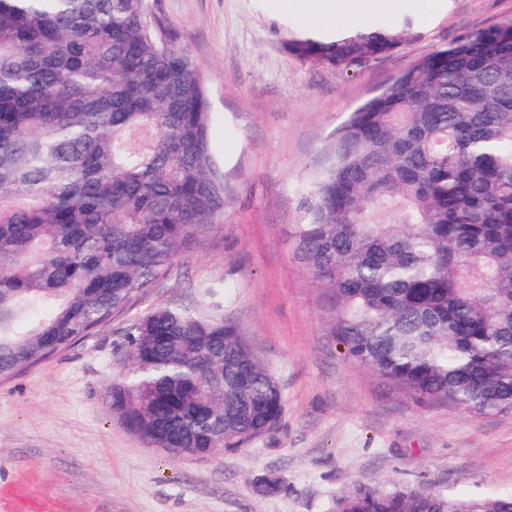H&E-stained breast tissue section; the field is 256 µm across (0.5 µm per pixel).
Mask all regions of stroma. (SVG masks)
<instances>
[{
	"label": "stroma",
	"mask_w": 512,
	"mask_h": 512,
	"mask_svg": "<svg viewBox=\"0 0 512 512\" xmlns=\"http://www.w3.org/2000/svg\"><path fill=\"white\" fill-rule=\"evenodd\" d=\"M202 64L211 149L224 176L223 226L176 260L126 314L69 350L0 381V512H331L359 483L392 480L460 497L512 495V412L422 406L345 360L327 297L292 258L298 188L326 136L410 65L458 37L512 20V0H399L401 48L336 68L297 56L308 0H152ZM228 286L237 324L276 377L285 412L250 447L174 458L113 416L126 330L155 307L205 309ZM279 477L260 499L256 479Z\"/></svg>",
	"instance_id": "stroma-1"
}]
</instances>
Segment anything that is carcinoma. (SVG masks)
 Segmentation results:
<instances>
[{
  "mask_svg": "<svg viewBox=\"0 0 512 512\" xmlns=\"http://www.w3.org/2000/svg\"><path fill=\"white\" fill-rule=\"evenodd\" d=\"M410 26L288 46L349 67L399 49ZM201 70L149 0H0V380L128 312L222 227ZM300 207L293 258L347 360L424 406L512 412L511 20L349 113ZM126 336L131 369L107 400L147 447L237 451L279 425L278 382L236 324L160 306ZM333 512H512V496L362 483Z\"/></svg>",
  "mask_w": 512,
  "mask_h": 512,
  "instance_id": "carcinoma-1",
  "label": "carcinoma"
}]
</instances>
